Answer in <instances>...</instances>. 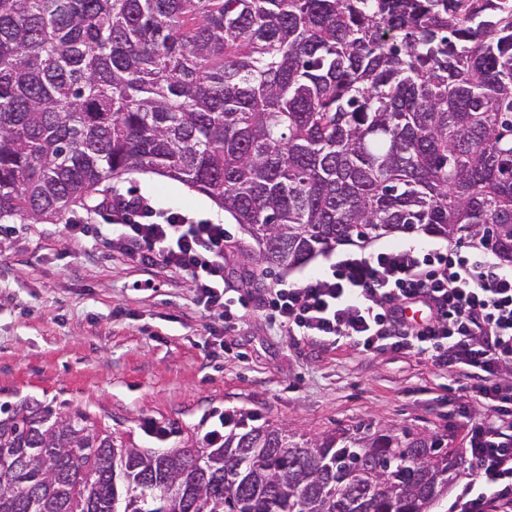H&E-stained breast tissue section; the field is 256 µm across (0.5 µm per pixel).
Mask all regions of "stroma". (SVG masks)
I'll list each match as a JSON object with an SVG mask.
<instances>
[{
	"mask_svg": "<svg viewBox=\"0 0 512 512\" xmlns=\"http://www.w3.org/2000/svg\"><path fill=\"white\" fill-rule=\"evenodd\" d=\"M103 194L149 197L224 225L234 245L225 277L236 283L253 240L207 196L151 171L105 184ZM143 272L115 249L75 247L60 224L0 230V404L34 397L110 421L140 448L198 441L212 414L256 413L318 438L369 423L447 435L465 446L449 409L468 404L446 371L416 355L360 354L346 343H296L259 311L239 325L199 307L186 276L138 285ZM153 421L167 430L157 439Z\"/></svg>",
	"mask_w": 512,
	"mask_h": 512,
	"instance_id": "1",
	"label": "stroma"
}]
</instances>
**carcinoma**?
I'll use <instances>...</instances> for the list:
<instances>
[{"instance_id": "1", "label": "carcinoma", "mask_w": 512, "mask_h": 512, "mask_svg": "<svg viewBox=\"0 0 512 512\" xmlns=\"http://www.w3.org/2000/svg\"><path fill=\"white\" fill-rule=\"evenodd\" d=\"M140 170L224 208L268 272L393 232L512 260V9L0 0V223L66 224ZM257 420L138 448L85 411L2 404L0 512H448L443 435Z\"/></svg>"}]
</instances>
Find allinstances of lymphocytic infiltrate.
I'll return each instance as SVG.
<instances>
[{
	"mask_svg": "<svg viewBox=\"0 0 512 512\" xmlns=\"http://www.w3.org/2000/svg\"><path fill=\"white\" fill-rule=\"evenodd\" d=\"M75 240H104L144 272L150 288L160 274L181 273L204 309L225 319L255 306L274 327L301 342H347L361 354L424 356L447 371L474 403L457 423L474 468L448 512H512V268L492 251L433 248L420 242L362 256H339L301 282L278 281L257 298L233 295L224 258L223 225L157 208L142 195L115 193L66 227ZM422 318L407 317L410 309Z\"/></svg>",
	"mask_w": 512,
	"mask_h": 512,
	"instance_id": "f902f5d3",
	"label": "lymphocytic infiltrate"
}]
</instances>
